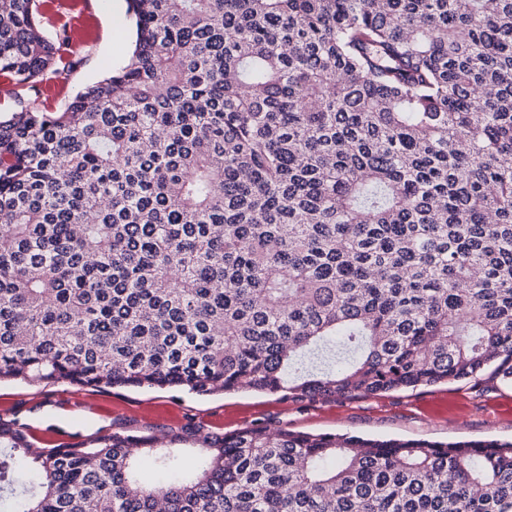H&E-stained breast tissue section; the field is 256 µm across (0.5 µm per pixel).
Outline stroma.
<instances>
[{"mask_svg":"<svg viewBox=\"0 0 512 512\" xmlns=\"http://www.w3.org/2000/svg\"><path fill=\"white\" fill-rule=\"evenodd\" d=\"M85 61L65 85L52 87L59 107L84 86L120 67L135 38L125 0H64ZM18 415L31 432L57 445L105 431L152 429L157 436L183 424L209 433L280 422L309 433L453 442L512 441V383L482 386L441 383L408 391L344 400L296 402L252 391L197 396L159 388L108 389L67 383H0V416Z\"/></svg>","mask_w":512,"mask_h":512,"instance_id":"35a3bbf8","label":"stroma"}]
</instances>
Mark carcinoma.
I'll return each instance as SVG.
<instances>
[{
  "instance_id": "carcinoma-1",
  "label": "carcinoma",
  "mask_w": 512,
  "mask_h": 512,
  "mask_svg": "<svg viewBox=\"0 0 512 512\" xmlns=\"http://www.w3.org/2000/svg\"><path fill=\"white\" fill-rule=\"evenodd\" d=\"M127 2L126 63L58 110L61 5L0 8V381L512 382V0ZM34 439L0 419L14 512H512V442Z\"/></svg>"
}]
</instances>
